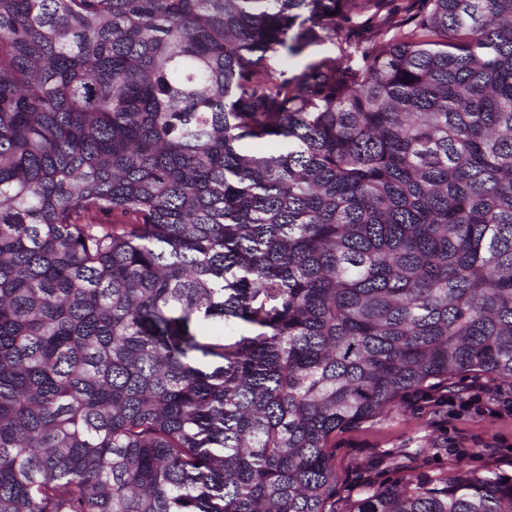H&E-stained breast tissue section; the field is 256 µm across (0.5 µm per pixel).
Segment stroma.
<instances>
[{"label": "stroma", "mask_w": 512, "mask_h": 512, "mask_svg": "<svg viewBox=\"0 0 512 512\" xmlns=\"http://www.w3.org/2000/svg\"><path fill=\"white\" fill-rule=\"evenodd\" d=\"M336 512L369 486L400 475L479 468L512 476V417L449 416L407 399L359 428L337 434Z\"/></svg>", "instance_id": "1"}]
</instances>
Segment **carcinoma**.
Segmentation results:
<instances>
[{
	"mask_svg": "<svg viewBox=\"0 0 512 512\" xmlns=\"http://www.w3.org/2000/svg\"><path fill=\"white\" fill-rule=\"evenodd\" d=\"M470 375L512 383V0H0V512H335L336 434ZM337 49L332 44L310 47L299 57L288 58V75L299 74L307 63L318 59L323 54H335Z\"/></svg>",
	"mask_w": 512,
	"mask_h": 512,
	"instance_id": "obj_1",
	"label": "carcinoma"
}]
</instances>
